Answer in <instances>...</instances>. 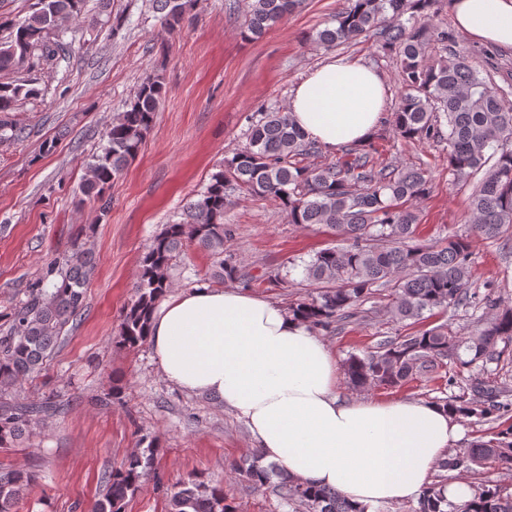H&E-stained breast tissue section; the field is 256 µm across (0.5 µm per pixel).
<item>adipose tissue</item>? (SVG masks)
<instances>
[{"mask_svg":"<svg viewBox=\"0 0 512 512\" xmlns=\"http://www.w3.org/2000/svg\"><path fill=\"white\" fill-rule=\"evenodd\" d=\"M449 19L475 40L512 46V0H450ZM385 92L373 68L336 57L296 86L288 112L307 138L333 151L376 131ZM150 342L165 379L218 397L264 461L354 503L416 499L435 461L462 437L435 404L340 396L336 362L308 324L244 290L170 296L151 321Z\"/></svg>","mask_w":512,"mask_h":512,"instance_id":"ef3b65f1","label":"adipose tissue"}]
</instances>
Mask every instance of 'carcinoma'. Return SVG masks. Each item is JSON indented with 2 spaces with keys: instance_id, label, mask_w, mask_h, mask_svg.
Masks as SVG:
<instances>
[{
  "instance_id": "cac0c4a2",
  "label": "carcinoma",
  "mask_w": 512,
  "mask_h": 512,
  "mask_svg": "<svg viewBox=\"0 0 512 512\" xmlns=\"http://www.w3.org/2000/svg\"><path fill=\"white\" fill-rule=\"evenodd\" d=\"M166 33L195 18L196 0H151ZM301 0H250L240 36L258 39ZM86 0H34L27 15L0 16V144L22 137V128L4 119L19 102L38 94L26 79L11 78L24 67L52 65L68 51L64 21L85 15ZM433 0H346L342 10L310 40L332 47L372 35L395 53L405 93L393 113L394 132L404 139L447 144L448 173L468 181L483 173L470 195L472 230L486 239L512 229V86H498L482 75L466 54L453 49V35L437 25L430 33L417 25ZM434 41L448 55L431 61L427 45ZM167 88L157 75L146 76L129 107L103 133L104 144L87 166L78 186L80 201L98 204V218L109 210L106 192L133 160L150 132L155 112ZM11 134H6V131ZM373 142L351 148L336 162L304 165L321 156L320 146L306 138L288 112L261 105L252 118L246 143L211 175L198 199L186 207V220L168 224L140 260L134 299L123 314L116 344L134 348L148 338L157 303L171 288L169 269L183 248L196 245L213 257L214 282L255 284L233 254L224 248L234 228L227 210L241 193L276 202L290 224H323L344 244L318 251L305 265V277L317 292L289 304L288 312L314 330L338 331L362 319L359 306L375 289L385 288L386 312L394 323H417L425 315L472 302V269L468 238L454 236L441 245L414 240L419 220L417 203L429 193L430 178L422 168L377 166L371 160ZM96 266L94 252L81 245L56 262L51 285L38 280L28 299L12 308L0 326V448H11L38 428L43 417L61 410L54 398L38 402L10 395L18 384L39 372L60 343L65 327L82 315L84 285ZM488 309L476 329L460 333L443 323L394 336L374 351L350 354L344 374L360 392L399 388L407 382L433 379L459 367L492 357L498 343L512 341V298L489 292L480 299ZM440 404L456 417L486 416L496 405L478 407L463 398ZM153 444L134 452L105 475L106 493L93 512H125L149 475ZM253 456L242 469L255 486L280 477L278 493L306 512H369L336 490L317 489L287 478L276 464H260ZM487 463L512 464V429L491 440H476L457 448L439 467L476 473ZM37 482L28 469L0 471V512H14L16 504ZM168 512H238L224 496V487L189 479L173 491ZM411 512H512V495L487 487L470 500L456 504L446 485H428Z\"/></svg>"
}]
</instances>
